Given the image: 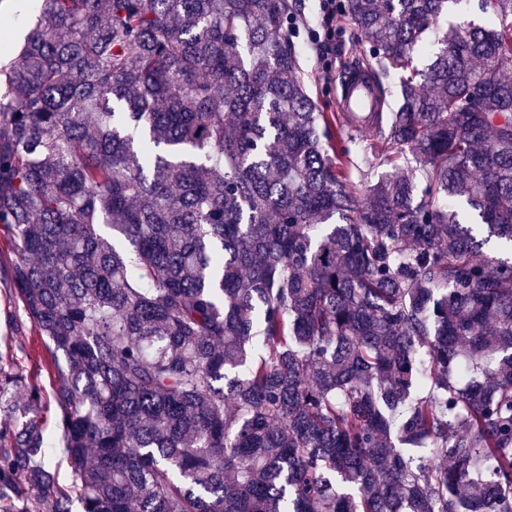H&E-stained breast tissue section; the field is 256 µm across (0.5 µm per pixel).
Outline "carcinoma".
<instances>
[{
    "instance_id": "carcinoma-1",
    "label": "carcinoma",
    "mask_w": 512,
    "mask_h": 512,
    "mask_svg": "<svg viewBox=\"0 0 512 512\" xmlns=\"http://www.w3.org/2000/svg\"><path fill=\"white\" fill-rule=\"evenodd\" d=\"M39 2L0 230L82 512H512V256H481L512 247V0L465 30L342 0L399 74L360 121L311 97L293 0ZM369 132L390 172L356 182ZM44 405L0 369L5 512H71Z\"/></svg>"
}]
</instances>
